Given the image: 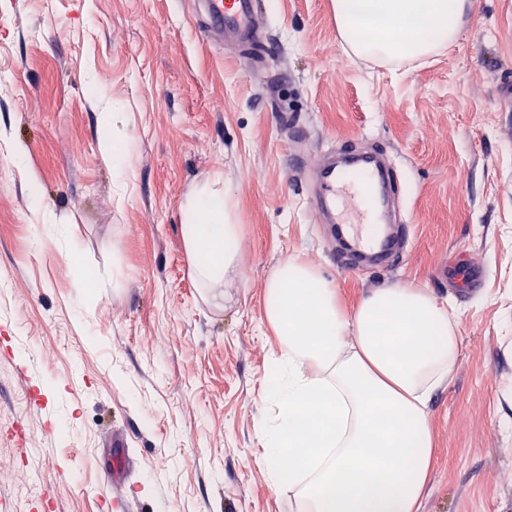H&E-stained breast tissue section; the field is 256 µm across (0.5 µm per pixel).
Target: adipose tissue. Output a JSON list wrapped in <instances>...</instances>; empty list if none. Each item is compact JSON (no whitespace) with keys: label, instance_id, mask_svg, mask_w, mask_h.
<instances>
[{"label":"adipose tissue","instance_id":"obj_1","mask_svg":"<svg viewBox=\"0 0 512 512\" xmlns=\"http://www.w3.org/2000/svg\"><path fill=\"white\" fill-rule=\"evenodd\" d=\"M463 2L335 0L336 23L352 53L415 62L455 40ZM181 230L199 283L234 272L241 227L229 197L203 185ZM264 308L280 350L265 392L275 416L261 431L269 480L287 485L295 512H419L436 452L428 404L457 361L448 301L382 288L348 313L332 283L288 260Z\"/></svg>","mask_w":512,"mask_h":512}]
</instances>
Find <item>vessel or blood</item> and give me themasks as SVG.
<instances>
[{
	"instance_id": "obj_1",
	"label": "vessel or blood",
	"mask_w": 512,
	"mask_h": 512,
	"mask_svg": "<svg viewBox=\"0 0 512 512\" xmlns=\"http://www.w3.org/2000/svg\"><path fill=\"white\" fill-rule=\"evenodd\" d=\"M202 33L216 43L245 50L259 28L258 0H198ZM400 182L391 164L378 153H345L322 159L304 186L311 195L314 222L336 227L335 255L348 272L394 266L405 246L407 226L386 228L389 203ZM460 295L476 293L482 273L468 264L457 268Z\"/></svg>"
}]
</instances>
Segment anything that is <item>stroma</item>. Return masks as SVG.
Returning a JSON list of instances; mask_svg holds the SVG:
<instances>
[{
    "mask_svg": "<svg viewBox=\"0 0 512 512\" xmlns=\"http://www.w3.org/2000/svg\"><path fill=\"white\" fill-rule=\"evenodd\" d=\"M259 12L257 71L206 41L192 0H0V512H103L107 462L136 512H291L257 463L279 355L263 294L288 259L349 309L406 284L448 299L458 358L429 403L420 512H512V0H473L417 67L345 51L334 0ZM113 108L135 143L122 180L100 151ZM337 144L401 172L394 270L346 273L310 221L295 171ZM207 182L242 229L211 294L181 232ZM462 259L485 270L465 299Z\"/></svg>",
    "mask_w": 512,
    "mask_h": 512,
    "instance_id": "obj_1",
    "label": "stroma"
}]
</instances>
